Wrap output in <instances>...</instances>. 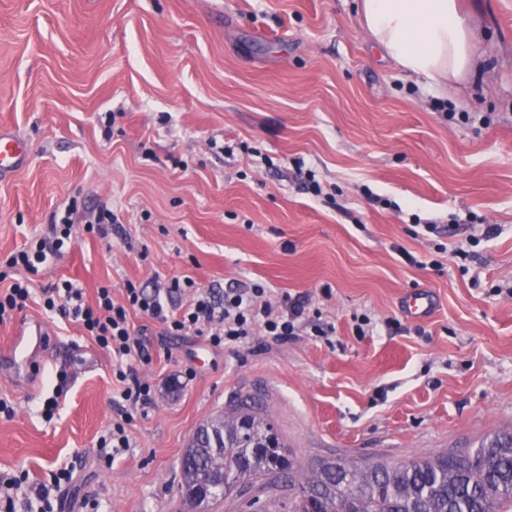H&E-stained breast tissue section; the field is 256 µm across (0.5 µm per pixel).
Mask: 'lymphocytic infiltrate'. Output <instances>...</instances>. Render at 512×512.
Segmentation results:
<instances>
[{
	"label": "lymphocytic infiltrate",
	"instance_id": "obj_1",
	"mask_svg": "<svg viewBox=\"0 0 512 512\" xmlns=\"http://www.w3.org/2000/svg\"><path fill=\"white\" fill-rule=\"evenodd\" d=\"M73 231V212L68 209L49 225L46 235L7 256L0 265V324L12 321L27 307L31 298L27 275L38 274L50 256L69 245ZM193 285L191 279L175 277L165 287L149 292L128 280L123 284L121 297H114L111 287L103 286L98 288L92 303L86 302L82 289L69 280L43 289V311L79 325L116 363L119 386L114 401L120 408L121 420L99 439V458L114 460L129 447L123 417L129 408L144 410L153 401L151 384L137 374L138 365L151 363L152 355L135 334L132 314L139 313L161 323L164 335L193 334L222 349L243 346L258 330L277 343L288 342L307 329L316 336L331 333L330 327L309 316L304 302L286 296L280 303H272L266 288L259 284L233 289L220 302L213 300L207 290H196L187 306L172 307V296ZM73 480L74 469L69 465L36 485L30 484L26 471H0V512H17L21 503L27 512H59V493Z\"/></svg>",
	"mask_w": 512,
	"mask_h": 512
}]
</instances>
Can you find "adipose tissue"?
<instances>
[{
  "instance_id": "1",
  "label": "adipose tissue",
  "mask_w": 512,
  "mask_h": 512,
  "mask_svg": "<svg viewBox=\"0 0 512 512\" xmlns=\"http://www.w3.org/2000/svg\"><path fill=\"white\" fill-rule=\"evenodd\" d=\"M359 17L384 58L428 84L444 85L473 59L457 0H360Z\"/></svg>"
}]
</instances>
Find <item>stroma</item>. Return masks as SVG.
Returning <instances> with one entry per match:
<instances>
[{
  "instance_id": "35a3bbf8",
  "label": "stroma",
  "mask_w": 512,
  "mask_h": 512,
  "mask_svg": "<svg viewBox=\"0 0 512 512\" xmlns=\"http://www.w3.org/2000/svg\"><path fill=\"white\" fill-rule=\"evenodd\" d=\"M458 3L474 63L442 89L382 58L358 0H0V124L31 151L0 180V256L74 199L119 217L102 239L75 214L76 240L32 277L25 316L44 317L41 292L61 279L91 301L103 285L188 276L218 297L252 282L304 297L334 328L229 350L133 316L152 353L138 374L157 395L108 464L96 445L118 419L112 358L44 317L48 369L28 390L0 377L14 406L0 470L39 482L74 466L62 512H190L182 451L244 400L304 467L512 431V0ZM310 171L323 196L306 189ZM485 224L497 235L481 238ZM411 291L434 295L429 317H404ZM62 367L71 381L48 421Z\"/></svg>"
}]
</instances>
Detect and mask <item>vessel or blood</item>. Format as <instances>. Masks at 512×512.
Segmentation results:
<instances>
[{"mask_svg":"<svg viewBox=\"0 0 512 512\" xmlns=\"http://www.w3.org/2000/svg\"><path fill=\"white\" fill-rule=\"evenodd\" d=\"M29 155L30 148L24 139L0 129V178L22 169ZM401 308L406 317L416 319L430 313L433 302L429 295L415 292L404 298ZM48 336V328L41 319L20 323L13 329L7 347L0 350V372L9 375L17 386H29L49 360Z\"/></svg>","mask_w":512,"mask_h":512,"instance_id":"obj_1","label":"vessel or blood"}]
</instances>
